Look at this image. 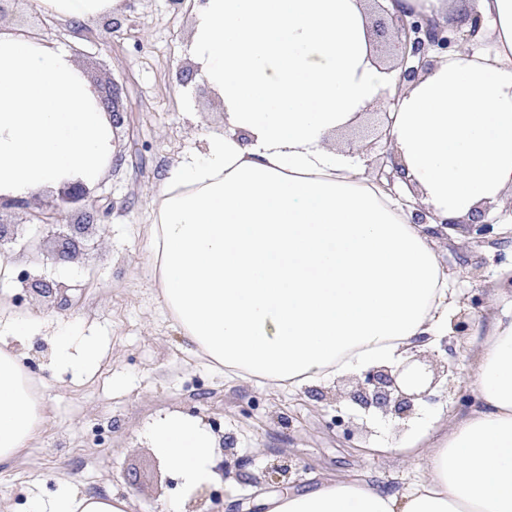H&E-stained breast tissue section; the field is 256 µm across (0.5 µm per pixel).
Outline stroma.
<instances>
[{"instance_id":"35a3bbf8","label":"stroma","mask_w":512,"mask_h":512,"mask_svg":"<svg viewBox=\"0 0 512 512\" xmlns=\"http://www.w3.org/2000/svg\"><path fill=\"white\" fill-rule=\"evenodd\" d=\"M127 16L117 30L107 17L90 23L92 36L86 39L42 11L36 0H0V24L74 50L92 84L124 85L134 112L132 126L119 131V149L126 157L140 152L146 165L141 172L126 161L97 181L96 192L111 199L112 213L89 227L75 259L53 263L51 241L42 246L41 262L17 249L11 254L15 270L67 286L72 304L58 309L54 299L23 293L13 278L0 280V301L9 304L24 294L21 312L64 317L74 335L100 336L107 356L89 380L76 383L49 369L48 344L36 338L26 345L27 357L39 366L47 422L20 458L0 466V507L27 512L26 490L49 498L64 480L88 492L125 495L131 512H163L180 499L188 512H211L216 493L225 506L262 512L261 494L307 490L324 479L411 489L424 474V462L400 446L414 428L446 429L459 411L455 393L470 383L471 336L426 350V371L451 357L458 375L439 383L434 402L419 405L405 422L364 414L350 398L355 380L349 376L314 391H292L226 378L197 356L156 299L147 242L162 173L184 154L203 152L204 134L224 128V109L196 76L189 52L192 19L184 8L172 0H136ZM387 123V109L374 106L344 136L347 148L364 151L373 174L390 165ZM501 237L497 230L478 243L462 224L448 236L434 237L437 259L460 296L502 287L512 249L501 245ZM193 409L205 426H217L231 441L228 449L217 450V458L242 459L246 465L188 498L177 472L150 448L145 433L159 415ZM338 413L351 420L352 439L333 426ZM274 465L289 467V475L272 477Z\"/></svg>"}]
</instances>
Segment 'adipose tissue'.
I'll return each mask as SVG.
<instances>
[{"label": "adipose tissue", "mask_w": 512, "mask_h": 512, "mask_svg": "<svg viewBox=\"0 0 512 512\" xmlns=\"http://www.w3.org/2000/svg\"><path fill=\"white\" fill-rule=\"evenodd\" d=\"M79 27L125 0H38ZM197 74L224 108L204 154L167 170L148 251L160 303L225 374L291 389L398 366L443 336L461 300L430 245L440 224L496 206L512 234V0H386L391 14L443 25L481 16L490 45L434 56L410 80L381 62L370 0H185ZM390 110L404 176L386 190L342 135ZM114 155L109 118L73 55L0 26V196L36 199L94 185ZM424 223H415L416 213ZM475 333L472 403L424 448L425 474L399 495L357 480L266 499V512H512V294H489ZM52 347L53 369L88 378L97 336L0 305V465L39 434L45 407L22 349ZM151 448L193 494L215 476L216 440L177 412ZM28 512H129L116 493L70 483Z\"/></svg>", "instance_id": "1"}]
</instances>
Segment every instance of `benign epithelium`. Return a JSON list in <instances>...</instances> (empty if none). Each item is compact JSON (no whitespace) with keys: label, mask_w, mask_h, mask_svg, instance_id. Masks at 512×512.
Returning <instances> with one entry per match:
<instances>
[{"label":"benign epithelium","mask_w":512,"mask_h":512,"mask_svg":"<svg viewBox=\"0 0 512 512\" xmlns=\"http://www.w3.org/2000/svg\"><path fill=\"white\" fill-rule=\"evenodd\" d=\"M391 20L393 36L401 48L397 67L401 68L399 78L402 80L415 77L418 69L426 66V54L431 49H453L461 52L467 49V40L449 35L447 29L427 19L412 15H393ZM96 93L111 119L112 127H122L131 123L129 108L121 104L122 87L113 82L104 88L96 89ZM79 204L85 208V223L71 224L69 231H62V221L66 218V212L71 206ZM2 209H14L28 214V221L31 224L57 228L54 232L57 249L52 257L57 262H66L78 255L80 245L77 237L83 234L86 226L110 216L112 202L104 200L102 196H92L91 189L85 183L76 181L63 186L48 210H33L28 199L0 196V210ZM18 279L26 290L49 296L54 294L52 284L31 275L26 270L19 273ZM482 304L483 299L479 295L470 299L469 307L461 310L452 320L453 336L461 338L468 335L472 323V310L481 307ZM420 360L422 355L415 349L409 360L397 368L382 366L362 372L351 394L352 401L366 413L372 411L384 417L400 419L411 417L418 401L431 400L429 392L441 378L450 380L458 375L456 362L446 361L440 364V369L429 379L414 365V362Z\"/></svg>","instance_id":"obj_1"}]
</instances>
